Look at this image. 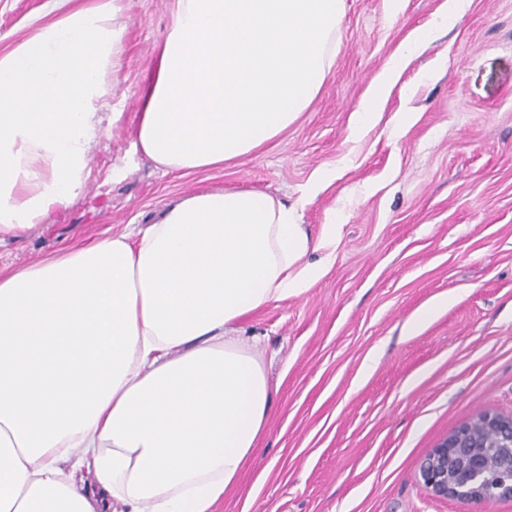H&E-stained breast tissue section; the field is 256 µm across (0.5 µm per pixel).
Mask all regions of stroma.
<instances>
[{"mask_svg":"<svg viewBox=\"0 0 512 512\" xmlns=\"http://www.w3.org/2000/svg\"><path fill=\"white\" fill-rule=\"evenodd\" d=\"M44 0H0V52ZM344 0L334 66L287 130L224 167L183 176L130 157L137 91L174 0H123L122 103L94 147L83 193L45 223L0 237V272L106 236L137 233L202 190H255L304 205L311 232L343 225L332 269L247 322L280 391L259 449L216 512H512V495L444 499L422 459L478 414L512 417V0ZM400 76L379 122L352 117L385 67ZM121 177H113L115 169ZM448 305L420 333L404 323ZM448 298H436L423 308L416 317L408 322L405 330L408 333H417L424 324L429 322L441 309L447 307Z\"/></svg>","mask_w":512,"mask_h":512,"instance_id":"stroma-1","label":"stroma"}]
</instances>
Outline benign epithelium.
Here are the masks:
<instances>
[{"instance_id": "obj_1", "label": "benign epithelium", "mask_w": 512, "mask_h": 512, "mask_svg": "<svg viewBox=\"0 0 512 512\" xmlns=\"http://www.w3.org/2000/svg\"><path fill=\"white\" fill-rule=\"evenodd\" d=\"M512 454V418L483 413L445 437L420 465L423 485L434 496L472 502L490 499L491 448Z\"/></svg>"}]
</instances>
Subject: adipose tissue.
<instances>
[{
  "mask_svg": "<svg viewBox=\"0 0 512 512\" xmlns=\"http://www.w3.org/2000/svg\"><path fill=\"white\" fill-rule=\"evenodd\" d=\"M121 0H45L0 53V234L83 192L109 128ZM343 0H175L131 155L223 166L320 93ZM342 227L249 190L167 205L115 234L0 274V512H214L257 449L278 387L244 321L303 295Z\"/></svg>",
  "mask_w": 512,
  "mask_h": 512,
  "instance_id": "ef3b65f1",
  "label": "adipose tissue"
}]
</instances>
